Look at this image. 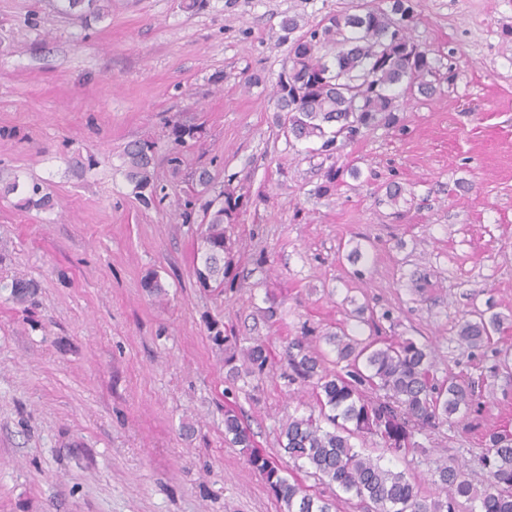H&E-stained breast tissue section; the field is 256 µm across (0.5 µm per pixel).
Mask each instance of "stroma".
Instances as JSON below:
<instances>
[{
	"mask_svg": "<svg viewBox=\"0 0 512 512\" xmlns=\"http://www.w3.org/2000/svg\"><path fill=\"white\" fill-rule=\"evenodd\" d=\"M358 2L112 0L84 24L51 0H0V176L52 199L0 197V512H280L224 440L228 407L284 475L334 498L279 439L288 417L319 411L289 379L288 343L338 327L430 344L437 378L472 381L483 401L405 453L376 437L358 449L432 496L436 458L467 461L481 483L485 433L512 423V330L483 350L458 330L490 302L512 316V0H416L412 37L453 58L457 80L409 101L400 127L340 140L334 164L361 176L326 193L332 163L275 120L293 41L282 21L307 28ZM176 122L202 134L173 170ZM136 139L155 143L166 187L150 207L122 173ZM202 166L248 200L230 231L237 279L220 291L193 274L202 211L180 217ZM392 182L411 202L378 204ZM151 272L163 299L142 287ZM18 277L33 285L22 303ZM214 323L238 347L264 341L268 367L228 382Z\"/></svg>",
	"mask_w": 512,
	"mask_h": 512,
	"instance_id": "1",
	"label": "stroma"
}]
</instances>
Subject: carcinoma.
<instances>
[{
	"mask_svg": "<svg viewBox=\"0 0 512 512\" xmlns=\"http://www.w3.org/2000/svg\"><path fill=\"white\" fill-rule=\"evenodd\" d=\"M59 13L82 22L104 18L107 0H56ZM363 14L329 13L298 35L293 42L288 83L277 81L274 112L278 126L288 134L315 145L314 151L334 157L338 138L352 139L363 128L395 127L405 100L430 98L458 76L456 64L439 59L411 36L416 15L397 22L398 0H384ZM446 71H441V68ZM168 162L177 167L182 148L200 137L201 129L175 123ZM124 175L132 193L149 206L163 192L156 184L155 144L148 140L127 143ZM213 178L203 169L194 194L184 202L183 220L200 206L204 219L195 251V276L202 288H221L231 262L226 260L228 239L224 225L233 224L246 205L244 197L222 191L208 195ZM506 317L474 309L459 326V340L479 350L505 332ZM332 346L340 370L325 366L326 354L303 339L289 343L286 357L294 378L312 386L320 418L292 416L280 431L281 449L313 470L324 483L357 499L369 512H458L461 501L479 512H512V431L504 423L486 437L480 456L485 479L476 486L464 465L438 460L432 469L434 497L425 496L402 472H395L359 450L352 439L377 436L385 451L398 454L416 432L436 430L461 410L481 406L472 384L434 376L435 358L424 344L412 340H363L341 328L323 335ZM269 361L264 342L233 350L224 359L227 377L265 369ZM224 438L241 448L251 468L273 491L282 512H333L336 500L313 497L301 485L258 452L249 429L232 408L224 410Z\"/></svg>",
	"mask_w": 512,
	"mask_h": 512,
	"instance_id": "obj_1",
	"label": "carcinoma"
}]
</instances>
